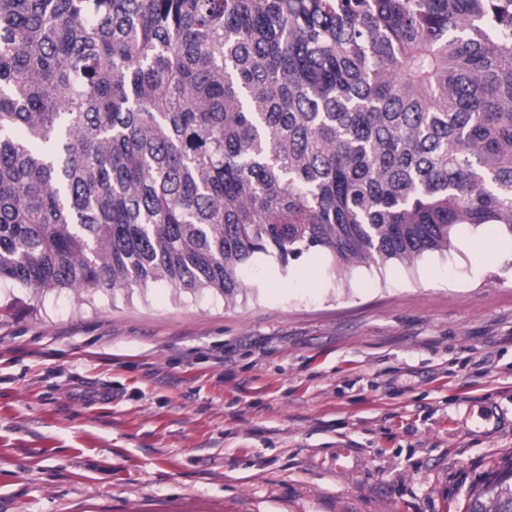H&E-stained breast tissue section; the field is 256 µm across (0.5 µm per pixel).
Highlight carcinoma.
I'll return each mask as SVG.
<instances>
[{
	"instance_id": "obj_1",
	"label": "carcinoma",
	"mask_w": 512,
	"mask_h": 512,
	"mask_svg": "<svg viewBox=\"0 0 512 512\" xmlns=\"http://www.w3.org/2000/svg\"><path fill=\"white\" fill-rule=\"evenodd\" d=\"M462 224L512 238V0H0V285L231 299Z\"/></svg>"
}]
</instances>
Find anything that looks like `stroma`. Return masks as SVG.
I'll use <instances>...</instances> for the list:
<instances>
[{"instance_id": "stroma-1", "label": "stroma", "mask_w": 512, "mask_h": 512, "mask_svg": "<svg viewBox=\"0 0 512 512\" xmlns=\"http://www.w3.org/2000/svg\"><path fill=\"white\" fill-rule=\"evenodd\" d=\"M231 301L0 291V512H464L512 468V238Z\"/></svg>"}]
</instances>
